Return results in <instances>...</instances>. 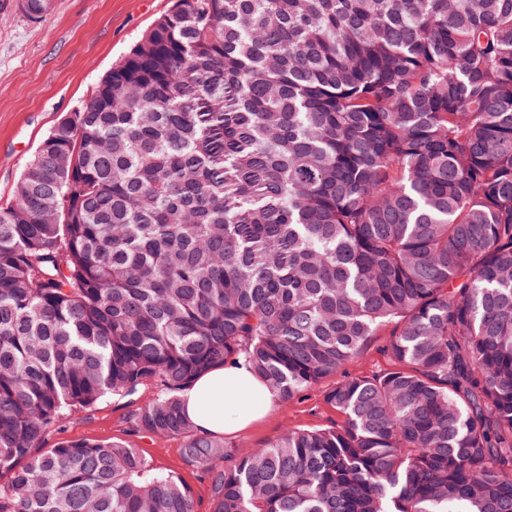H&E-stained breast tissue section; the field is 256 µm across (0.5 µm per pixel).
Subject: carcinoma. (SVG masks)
<instances>
[{
	"label": "carcinoma",
	"instance_id": "carcinoma-1",
	"mask_svg": "<svg viewBox=\"0 0 512 512\" xmlns=\"http://www.w3.org/2000/svg\"><path fill=\"white\" fill-rule=\"evenodd\" d=\"M55 0H0V18ZM334 427L229 456L180 393L245 357ZM157 393L209 512H512V0H176L0 203V512H196L121 441ZM390 329L391 326L382 328L371 336L360 354L345 366L344 373L363 376L388 369L391 363L383 353V346L390 338ZM138 402L131 398L110 397L95 409L73 412L61 428L46 436L43 447L53 448L60 442L80 439L124 441L133 448H139L154 468L179 476L190 487L197 511L208 512L210 483L200 469L184 463L180 452L183 438H158L133 432L130 416Z\"/></svg>",
	"mask_w": 512,
	"mask_h": 512
}]
</instances>
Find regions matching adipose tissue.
I'll return each mask as SVG.
<instances>
[{"label":"adipose tissue","mask_w":512,"mask_h":512,"mask_svg":"<svg viewBox=\"0 0 512 512\" xmlns=\"http://www.w3.org/2000/svg\"><path fill=\"white\" fill-rule=\"evenodd\" d=\"M181 399L198 431L220 436L241 431L267 415L278 397L258 380L248 361L240 358L199 375Z\"/></svg>","instance_id":"1"}]
</instances>
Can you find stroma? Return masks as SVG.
Wrapping results in <instances>:
<instances>
[{
  "mask_svg": "<svg viewBox=\"0 0 512 512\" xmlns=\"http://www.w3.org/2000/svg\"><path fill=\"white\" fill-rule=\"evenodd\" d=\"M174 0H55L39 20L15 15L0 21V199L8 200L24 166L65 115L87 101L103 76ZM328 376L280 402L250 428L225 436L230 451L262 448L289 429L335 425L340 416L326 402L336 384ZM136 401L109 398L92 410L71 414L45 438V447L63 441L121 440L138 448L156 469L179 476L191 489L197 512H208L211 487L204 473L187 466L179 436L151 437L133 432Z\"/></svg>",
  "mask_w": 512,
  "mask_h": 512,
  "instance_id": "stroma-1",
  "label": "stroma"
}]
</instances>
